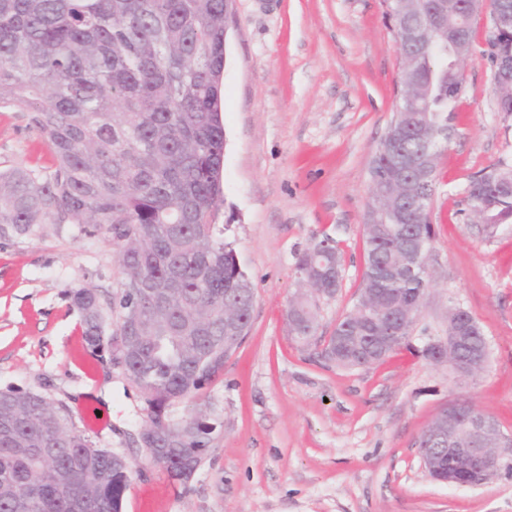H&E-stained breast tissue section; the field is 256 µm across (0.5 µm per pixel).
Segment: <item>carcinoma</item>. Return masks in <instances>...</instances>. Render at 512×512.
I'll return each instance as SVG.
<instances>
[{
    "label": "carcinoma",
    "instance_id": "1",
    "mask_svg": "<svg viewBox=\"0 0 512 512\" xmlns=\"http://www.w3.org/2000/svg\"><path fill=\"white\" fill-rule=\"evenodd\" d=\"M224 0H0V103L23 107L55 159L44 174L16 168L0 173V230L18 235L39 224L91 226L116 247L122 286L102 303L89 288L72 293L85 342L119 347L131 313L136 359L126 377L148 406L193 403L174 421L166 446L152 460L182 484L197 471L217 418L202 390L224 373V309L237 310L238 336L251 324L255 288L241 268L224 228L209 217L222 201L224 125ZM389 131L399 149H421L419 123L448 125L458 97H448V65L434 41L416 55ZM395 154L377 146L369 192L388 198L385 181ZM468 205L476 222L512 223V194L495 181L470 180ZM413 212H394L379 231L363 235L361 293L386 312L394 304L413 312L431 281L390 282L385 270L403 260L396 224L416 227ZM298 255L296 271L340 265L337 242ZM357 309L338 321L358 346L323 336L338 368L358 369L372 350ZM116 330L104 339L108 318ZM310 307L292 339L317 327ZM130 485L115 453L78 430L65 406L43 396L0 391V512H119Z\"/></svg>",
    "mask_w": 512,
    "mask_h": 512
}]
</instances>
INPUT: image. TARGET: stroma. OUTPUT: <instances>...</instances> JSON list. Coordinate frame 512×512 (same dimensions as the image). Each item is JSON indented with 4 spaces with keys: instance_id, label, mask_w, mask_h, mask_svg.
Here are the masks:
<instances>
[{
    "instance_id": "1",
    "label": "stroma",
    "mask_w": 512,
    "mask_h": 512,
    "mask_svg": "<svg viewBox=\"0 0 512 512\" xmlns=\"http://www.w3.org/2000/svg\"><path fill=\"white\" fill-rule=\"evenodd\" d=\"M483 41L464 63L448 115L430 220L432 285L407 346L381 364L338 369L296 343L287 311L297 252L330 236L342 286L317 304L329 335L356 300L369 167L396 103L400 59L382 0H235L222 80L226 227L255 285L251 327L221 378L203 390L219 421L187 484L138 442L147 405L109 347L92 349L70 294L119 291L103 234L42 224L0 236V390L70 408L97 447L129 458L122 512H512V475L476 487L433 480L416 442L448 403L465 399L512 433V223L472 222L470 179L512 166V112L496 109ZM46 139L0 106V171H50ZM481 327L486 372L463 384L425 344L448 336V305Z\"/></svg>"
}]
</instances>
